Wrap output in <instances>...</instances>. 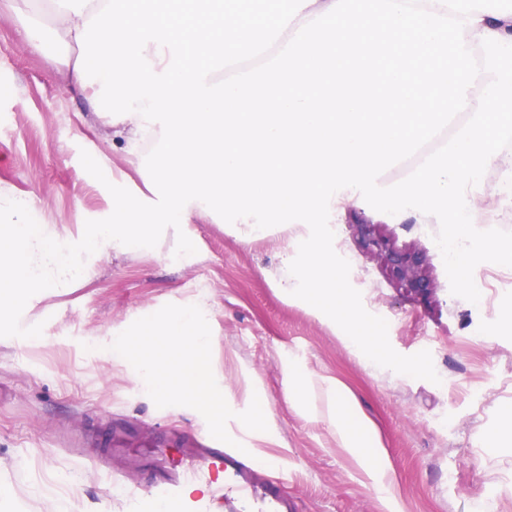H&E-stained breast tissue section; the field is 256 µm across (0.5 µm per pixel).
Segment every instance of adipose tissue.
<instances>
[{"instance_id": "obj_1", "label": "adipose tissue", "mask_w": 512, "mask_h": 512, "mask_svg": "<svg viewBox=\"0 0 512 512\" xmlns=\"http://www.w3.org/2000/svg\"><path fill=\"white\" fill-rule=\"evenodd\" d=\"M288 376L289 401H296L304 395L311 386H319L329 397L331 409L325 421L336 434L343 448L354 457L362 458L368 455V440L366 434L367 420L356 410L357 402L344 386L329 376L312 378L311 375L296 363H289Z\"/></svg>"}]
</instances>
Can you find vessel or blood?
Masks as SVG:
<instances>
[{
  "mask_svg": "<svg viewBox=\"0 0 512 512\" xmlns=\"http://www.w3.org/2000/svg\"><path fill=\"white\" fill-rule=\"evenodd\" d=\"M256 461L236 448L211 439L193 449L191 466L179 470L158 461L145 472L151 482L149 492L126 485L124 495L129 512H281L283 477L272 473L263 484L253 480ZM219 483L223 494L211 500L190 499L185 495L189 479Z\"/></svg>",
  "mask_w": 512,
  "mask_h": 512,
  "instance_id": "1",
  "label": "vessel or blood"
}]
</instances>
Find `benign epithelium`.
<instances>
[{
    "mask_svg": "<svg viewBox=\"0 0 512 512\" xmlns=\"http://www.w3.org/2000/svg\"><path fill=\"white\" fill-rule=\"evenodd\" d=\"M364 247L378 256L387 275L407 295L429 300L434 292L432 280L426 273V258L417 251L399 250L376 232L375 225H361Z\"/></svg>",
    "mask_w": 512,
    "mask_h": 512,
    "instance_id": "1",
    "label": "benign epithelium"
}]
</instances>
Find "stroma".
<instances>
[{
  "label": "stroma",
  "instance_id": "obj_1",
  "mask_svg": "<svg viewBox=\"0 0 512 512\" xmlns=\"http://www.w3.org/2000/svg\"><path fill=\"white\" fill-rule=\"evenodd\" d=\"M34 0H0V190L23 202L40 224L58 225L77 242L86 221L108 217V184L145 192L142 179L114 150L111 128L88 99L65 92L66 70L49 64L48 48L23 33ZM89 152L107 180L80 162ZM373 219L396 246L425 253L436 291L429 304L404 297L379 262L362 249L358 220ZM196 258L176 257L173 242L95 259L96 274L30 298L20 323L42 324L40 337L0 338V512H124L110 478L91 457L109 429L137 447L162 443L185 462L189 439L207 431L185 406L155 405L135 369L110 354L116 332L176 301L204 299L214 338L212 363L224 374V397L236 412L266 401L272 440L249 437L236 421L230 436L261 462L288 475L285 512H512V443L494 447L512 414V267L474 270L479 303L454 296L434 237L412 210L389 215L358 201L334 225V249L350 266L351 285L367 311L388 323L402 355L429 351L439 383L415 379L366 359L335 323L273 286L277 237L244 241L227 224L196 218L183 228ZM329 375L352 393L371 422L367 461L340 447L322 419L328 402L309 391L288 401L285 365Z\"/></svg>",
  "mask_w": 512,
  "mask_h": 512
}]
</instances>
